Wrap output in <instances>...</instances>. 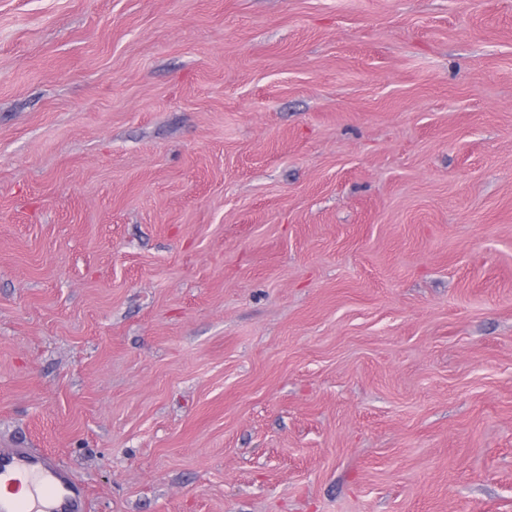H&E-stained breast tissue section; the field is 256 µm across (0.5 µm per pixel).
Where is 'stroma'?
<instances>
[{
    "label": "stroma",
    "instance_id": "1",
    "mask_svg": "<svg viewBox=\"0 0 512 512\" xmlns=\"http://www.w3.org/2000/svg\"><path fill=\"white\" fill-rule=\"evenodd\" d=\"M84 512H512V0H0V444Z\"/></svg>",
    "mask_w": 512,
    "mask_h": 512
}]
</instances>
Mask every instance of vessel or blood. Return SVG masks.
I'll list each match as a JSON object with an SVG mask.
<instances>
[{"label": "vessel or blood", "instance_id": "b4317fda", "mask_svg": "<svg viewBox=\"0 0 512 512\" xmlns=\"http://www.w3.org/2000/svg\"><path fill=\"white\" fill-rule=\"evenodd\" d=\"M20 483L27 496L0 494V512H83L84 487L75 475L32 449L0 448V485Z\"/></svg>", "mask_w": 512, "mask_h": 512}]
</instances>
